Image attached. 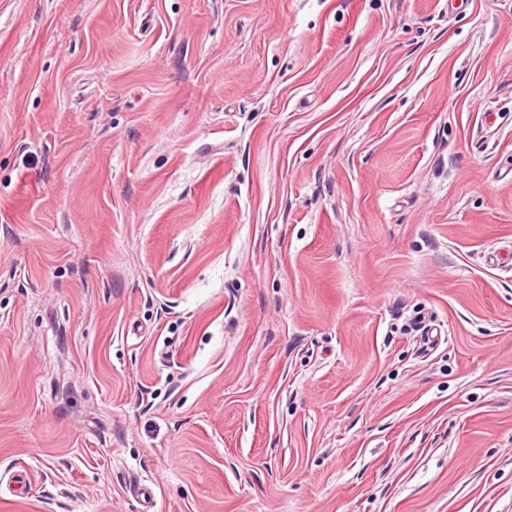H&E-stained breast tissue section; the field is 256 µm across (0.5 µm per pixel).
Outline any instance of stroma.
<instances>
[{"instance_id":"35a3bbf8","label":"stroma","mask_w":512,"mask_h":512,"mask_svg":"<svg viewBox=\"0 0 512 512\" xmlns=\"http://www.w3.org/2000/svg\"><path fill=\"white\" fill-rule=\"evenodd\" d=\"M0 512H512V0H0Z\"/></svg>"}]
</instances>
